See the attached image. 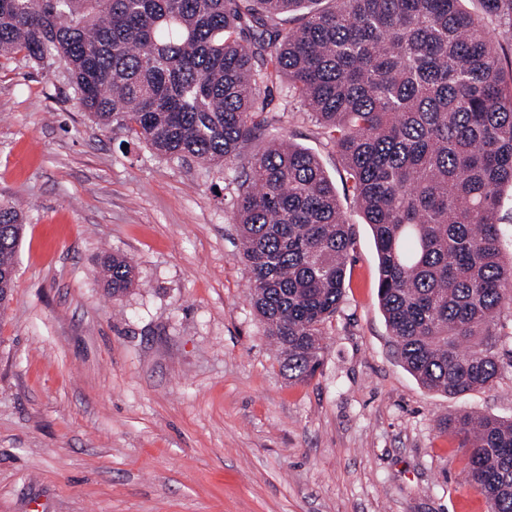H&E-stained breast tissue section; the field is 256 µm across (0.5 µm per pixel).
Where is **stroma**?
<instances>
[{
  "instance_id": "stroma-1",
  "label": "stroma",
  "mask_w": 512,
  "mask_h": 512,
  "mask_svg": "<svg viewBox=\"0 0 512 512\" xmlns=\"http://www.w3.org/2000/svg\"><path fill=\"white\" fill-rule=\"evenodd\" d=\"M278 132L342 163L299 101ZM217 168L102 129L62 63L0 57V202L26 224L0 313V512H487L439 423L512 419V369L458 396L404 368L372 228L340 196L351 283L315 377L289 382L247 298ZM135 280L113 305L97 274ZM134 266L123 254H112L102 262V274L113 301H119L134 283Z\"/></svg>"
}]
</instances>
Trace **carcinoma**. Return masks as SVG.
Returning <instances> with one entry per match:
<instances>
[{
	"instance_id": "1",
	"label": "carcinoma",
	"mask_w": 512,
	"mask_h": 512,
	"mask_svg": "<svg viewBox=\"0 0 512 512\" xmlns=\"http://www.w3.org/2000/svg\"><path fill=\"white\" fill-rule=\"evenodd\" d=\"M0 0V56L64 61L84 111L157 154L234 173L249 302L282 370L311 380L343 299L354 239L319 159L270 135L288 80L333 146L378 259V297L404 367L459 395L504 368L512 312V0ZM261 141L245 159L243 146ZM24 231L0 203V305ZM112 300L134 283L102 262ZM443 431L467 453L489 512H512V420L462 413Z\"/></svg>"
}]
</instances>
